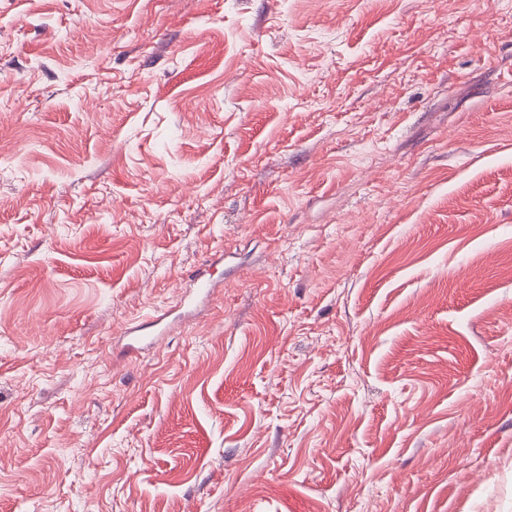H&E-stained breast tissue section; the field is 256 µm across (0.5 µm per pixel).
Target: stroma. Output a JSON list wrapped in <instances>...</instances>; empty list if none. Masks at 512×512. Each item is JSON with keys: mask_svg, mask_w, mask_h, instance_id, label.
<instances>
[{"mask_svg": "<svg viewBox=\"0 0 512 512\" xmlns=\"http://www.w3.org/2000/svg\"><path fill=\"white\" fill-rule=\"evenodd\" d=\"M0 512H512V0H0Z\"/></svg>", "mask_w": 512, "mask_h": 512, "instance_id": "stroma-1", "label": "stroma"}]
</instances>
